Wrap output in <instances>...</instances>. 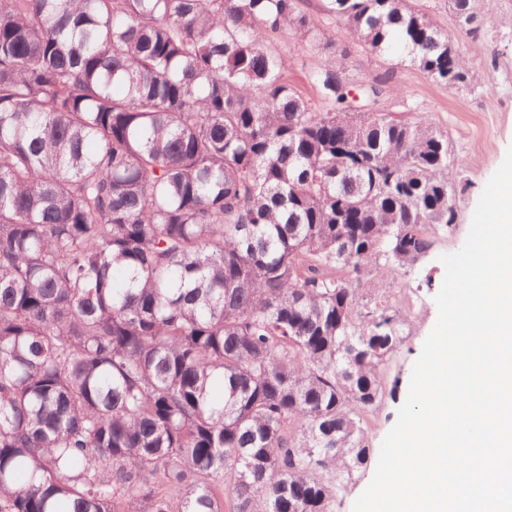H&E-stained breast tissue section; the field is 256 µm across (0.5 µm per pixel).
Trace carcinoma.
Returning <instances> with one entry per match:
<instances>
[{"label": "carcinoma", "instance_id": "cac0c4a2", "mask_svg": "<svg viewBox=\"0 0 512 512\" xmlns=\"http://www.w3.org/2000/svg\"><path fill=\"white\" fill-rule=\"evenodd\" d=\"M323 2L481 86L419 0ZM348 55L299 0H0V512H333L405 341L367 275L458 208L447 134ZM277 49L279 53L288 57V80L309 100L313 109L321 108L322 104L307 78V73L322 63L323 56L320 50L308 42L293 37L282 39L278 42Z\"/></svg>", "mask_w": 512, "mask_h": 512}]
</instances>
